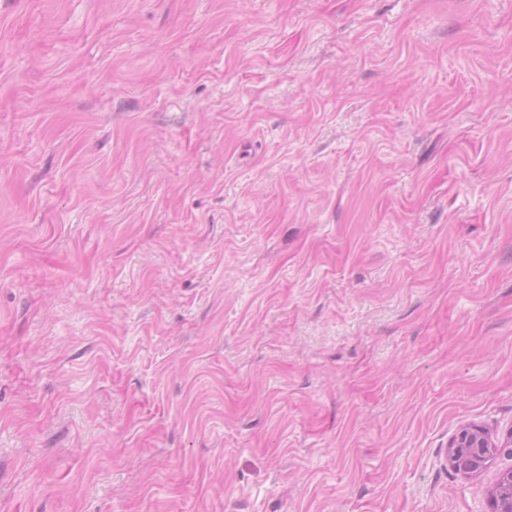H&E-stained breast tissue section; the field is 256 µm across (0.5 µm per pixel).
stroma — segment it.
<instances>
[{"mask_svg":"<svg viewBox=\"0 0 512 512\" xmlns=\"http://www.w3.org/2000/svg\"><path fill=\"white\" fill-rule=\"evenodd\" d=\"M512 0H0V512H492ZM497 452L488 431L477 425H467L448 444V465L462 475L483 471Z\"/></svg>","mask_w":512,"mask_h":512,"instance_id":"stroma-1","label":"stroma"}]
</instances>
